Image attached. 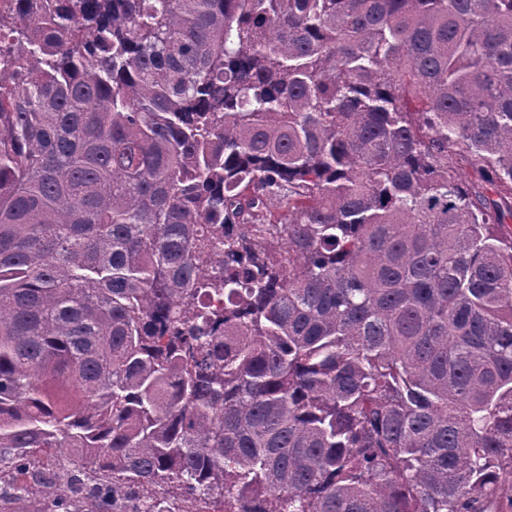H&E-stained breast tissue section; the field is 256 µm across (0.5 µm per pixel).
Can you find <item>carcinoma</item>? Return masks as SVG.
<instances>
[{"label":"carcinoma","instance_id":"carcinoma-1","mask_svg":"<svg viewBox=\"0 0 512 512\" xmlns=\"http://www.w3.org/2000/svg\"><path fill=\"white\" fill-rule=\"evenodd\" d=\"M2 41L0 512H512V0Z\"/></svg>","mask_w":512,"mask_h":512}]
</instances>
